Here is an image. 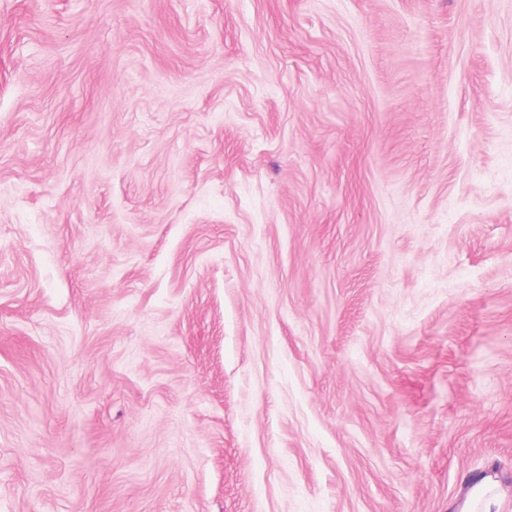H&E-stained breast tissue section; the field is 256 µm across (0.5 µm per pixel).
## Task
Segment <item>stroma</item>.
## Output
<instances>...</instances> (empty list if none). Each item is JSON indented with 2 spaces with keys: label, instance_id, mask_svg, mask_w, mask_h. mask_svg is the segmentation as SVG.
<instances>
[{
  "label": "stroma",
  "instance_id": "35a3bbf8",
  "mask_svg": "<svg viewBox=\"0 0 512 512\" xmlns=\"http://www.w3.org/2000/svg\"><path fill=\"white\" fill-rule=\"evenodd\" d=\"M512 512V0H0V512Z\"/></svg>",
  "mask_w": 512,
  "mask_h": 512
}]
</instances>
